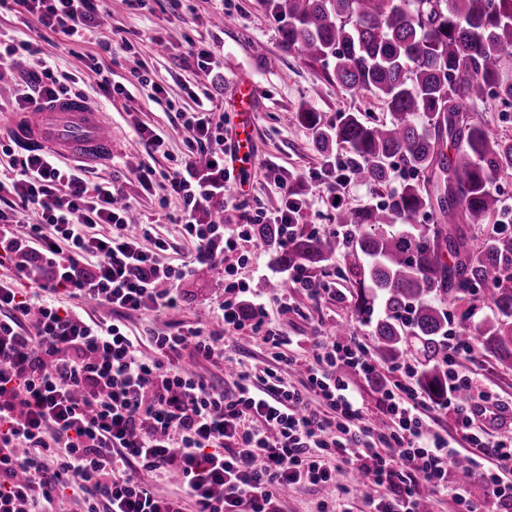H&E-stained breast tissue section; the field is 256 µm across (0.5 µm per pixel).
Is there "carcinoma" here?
Returning a JSON list of instances; mask_svg holds the SVG:
<instances>
[{
  "instance_id": "cac0c4a2",
  "label": "carcinoma",
  "mask_w": 512,
  "mask_h": 512,
  "mask_svg": "<svg viewBox=\"0 0 512 512\" xmlns=\"http://www.w3.org/2000/svg\"><path fill=\"white\" fill-rule=\"evenodd\" d=\"M282 43L308 60H334L336 85L369 91L389 118L344 112L333 125L304 107L297 122L350 153L348 175L387 182L397 159L408 176L383 203L357 213L339 209L350 234L343 259L355 308L371 327L378 357L393 364L419 355L417 383L437 404L448 397V306L492 289L500 318L477 327L483 349L512 363V233L468 237L463 226L505 218L493 176L512 170V139L470 119L490 91L512 102V80L496 63L512 59V0H268ZM432 214L424 224L419 217ZM340 237L300 234L288 267H321ZM459 484L473 486L471 465L454 463Z\"/></svg>"
}]
</instances>
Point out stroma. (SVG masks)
Here are the masks:
<instances>
[{
  "label": "stroma",
  "mask_w": 512,
  "mask_h": 512,
  "mask_svg": "<svg viewBox=\"0 0 512 512\" xmlns=\"http://www.w3.org/2000/svg\"><path fill=\"white\" fill-rule=\"evenodd\" d=\"M190 9L182 21L170 22L167 0H154L151 10L133 11L125 0H106L107 13L104 28L113 29L115 39L112 50L98 52L93 42H79L71 49H63L54 33H46L41 47L55 70L64 72L81 67V58L97 53L104 69L113 73L117 82L132 80L141 68L152 70L163 84L166 93L162 101H153L151 88L135 89L133 99L117 95L103 102L112 122V160L106 164H92L95 175L112 178L123 188L137 216L153 221L156 237L166 240L174 248L185 249L186 243L180 225L170 223L159 201L165 193L163 182H156L152 192H145L131 174L132 157H149L158 173L164 174L176 166L184 152L181 136L172 120L178 108L191 106L192 101L184 89L190 74V62L178 50L159 51L150 37L156 29H167L172 42L184 36L207 42L220 65L205 78L203 88L215 104L224 106L232 86L248 79L258 89L259 102L255 114L254 161L245 185L227 187L226 199L247 200L267 209L277 208L280 197L273 186L267 184V167L280 170L288 181L303 180L309 199V221L320 233L332 232L336 226V212L328 204L323 192V179L328 162L344 155L345 149L332 145L319 150L311 131L299 125L288 124L287 115L309 107L321 117L323 123H335L341 113L358 112L368 120H385L387 109L368 92L349 93L339 88L323 63L302 59L296 52L286 50L278 34L277 24L266 0H232L223 7L221 0H190ZM134 44L133 50L122 47L123 40ZM473 119L481 122L491 136L512 138V106L496 96H489L471 109ZM142 123L167 136L166 152L146 153L145 148L130 131L133 123ZM274 249L259 245L252 259L239 267L237 277L255 288L257 294L269 297L273 291L268 283L285 279L286 271L275 262ZM344 261L335 257L327 270L339 278L341 297L325 298L320 307H313L297 290L288 295L293 311L271 310L275 326L284 336L294 339L310 335L311 326L321 323L323 331L339 324L347 325L351 335L357 336L365 346H372L370 329L355 309V291L341 276ZM185 302L174 317H151L138 313L125 316V324L134 332L152 327L166 329L174 321L185 326L204 324L217 329L216 311L224 300V277L205 264L196 265L193 273L182 284ZM463 373L479 378L503 399L512 401V366L498 363L485 351H477L474 359L463 361ZM337 493L311 486L289 491L283 512H320L323 500L335 497L345 512H366L361 496L365 481L352 469L336 475Z\"/></svg>",
  "instance_id": "1"
}]
</instances>
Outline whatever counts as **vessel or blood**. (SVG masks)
<instances>
[{
	"label": "vessel or blood",
	"mask_w": 512,
	"mask_h": 512,
	"mask_svg": "<svg viewBox=\"0 0 512 512\" xmlns=\"http://www.w3.org/2000/svg\"><path fill=\"white\" fill-rule=\"evenodd\" d=\"M256 91L237 85L230 96L240 114L232 138L230 162L239 168L253 157L252 119ZM11 132L22 149L56 150L77 161H104L112 155V128L104 113L89 100L60 96L13 119Z\"/></svg>",
	"instance_id": "1"
}]
</instances>
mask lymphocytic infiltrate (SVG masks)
Instances as JSON below:
<instances>
[{
	"mask_svg": "<svg viewBox=\"0 0 512 512\" xmlns=\"http://www.w3.org/2000/svg\"><path fill=\"white\" fill-rule=\"evenodd\" d=\"M12 2L32 20L31 38L0 40V60L22 51L30 64L13 111L68 94L86 80L104 99L126 94L92 54L82 68L54 73L36 41L44 30L67 44L94 34L100 50L111 52V37L100 32L105 0ZM192 101L191 110L175 112L186 150L164 176L194 249L178 258L164 259L169 244L154 237L152 225L130 224L131 205L114 181L90 179L54 153L17 152L0 143L8 160L0 178V267L10 269L0 275V512H59L68 497L78 498L83 512H283L288 490L303 481L335 487L344 467L380 488L367 499L374 512H419L425 485L477 512L460 487L448 484L459 451L433 428L441 412L471 445L489 450L493 467L475 459L472 471L512 507V438L489 437L490 428L512 421V405L457 370L472 359L474 339H449L448 398L440 408L413 383V365H397L401 381L376 397L385 418L379 428L355 381L340 374L346 367L368 379L376 371L357 337H311L305 356L269 316L272 305L289 311L287 294L245 305L250 288L234 276L259 246L254 225H276L282 241H292L306 220L305 189L271 167L266 178L280 194L279 208L269 212L243 201L225 205L222 222H199L198 212L238 176L224 164L218 105L207 95ZM31 209L41 223L18 232ZM197 260L224 275L223 332L204 326L129 331L124 314L163 315L182 305L180 285ZM88 302L108 308L112 321L93 319ZM240 332L262 338L278 362L300 371V383L263 368L237 372L227 390L185 366L188 350L227 362L226 338ZM170 472L180 477L178 491L159 493L150 476Z\"/></svg>",
	"mask_w": 512,
	"mask_h": 512,
	"instance_id": "obj_1",
	"label": "lymphocytic infiltrate"
}]
</instances>
